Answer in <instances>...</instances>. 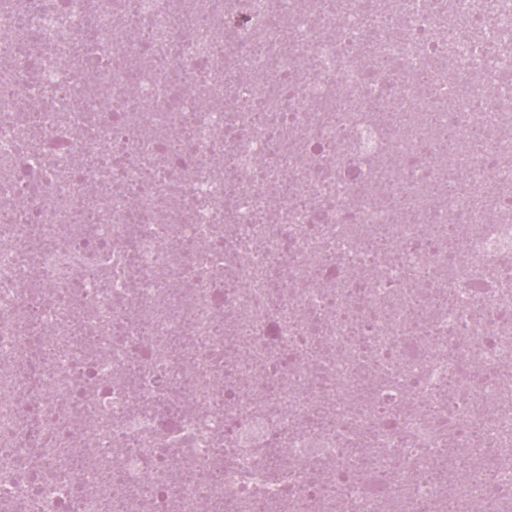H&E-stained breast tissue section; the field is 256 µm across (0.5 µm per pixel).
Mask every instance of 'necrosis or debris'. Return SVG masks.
Wrapping results in <instances>:
<instances>
[{
    "label": "necrosis or debris",
    "instance_id": "necrosis-or-debris-1",
    "mask_svg": "<svg viewBox=\"0 0 512 512\" xmlns=\"http://www.w3.org/2000/svg\"><path fill=\"white\" fill-rule=\"evenodd\" d=\"M511 35L512 0H0V512L512 499Z\"/></svg>",
    "mask_w": 512,
    "mask_h": 512
}]
</instances>
